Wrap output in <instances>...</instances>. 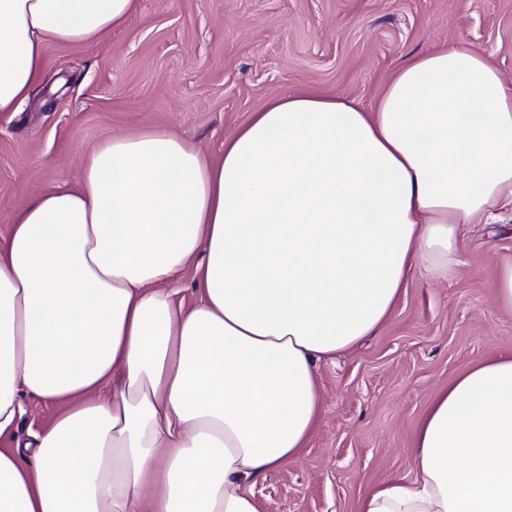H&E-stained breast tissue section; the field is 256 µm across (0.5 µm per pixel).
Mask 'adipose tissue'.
Wrapping results in <instances>:
<instances>
[{
	"label": "adipose tissue",
	"mask_w": 512,
	"mask_h": 512,
	"mask_svg": "<svg viewBox=\"0 0 512 512\" xmlns=\"http://www.w3.org/2000/svg\"><path fill=\"white\" fill-rule=\"evenodd\" d=\"M135 7L0 0V112L44 82L48 44ZM505 214L512 83L465 46L407 59L368 109L278 96L215 160L161 129L106 138L0 231V435L24 398L60 408L0 449V512H262L255 481L318 427L317 363L385 325L413 271L452 276L461 225ZM414 446L413 478L357 512H512V355L441 390Z\"/></svg>",
	"instance_id": "obj_1"
}]
</instances>
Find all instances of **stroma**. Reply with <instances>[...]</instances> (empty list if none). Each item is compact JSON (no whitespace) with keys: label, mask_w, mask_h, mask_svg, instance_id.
Returning a JSON list of instances; mask_svg holds the SVG:
<instances>
[{"label":"stroma","mask_w":512,"mask_h":512,"mask_svg":"<svg viewBox=\"0 0 512 512\" xmlns=\"http://www.w3.org/2000/svg\"><path fill=\"white\" fill-rule=\"evenodd\" d=\"M483 52L512 81V0H139L89 45L47 48L51 110L32 98L0 112V229L29 198L77 182L104 139L171 131L208 157L273 97L317 90L370 106L405 59L444 46ZM451 279L414 273L387 323L319 363L321 424L304 454L258 479L263 512H356L370 490L409 475L434 397L470 365L512 355V313L494 302L512 260V220L495 237L463 228ZM13 448L54 418L28 399Z\"/></svg>","instance_id":"35a3bbf8"}]
</instances>
